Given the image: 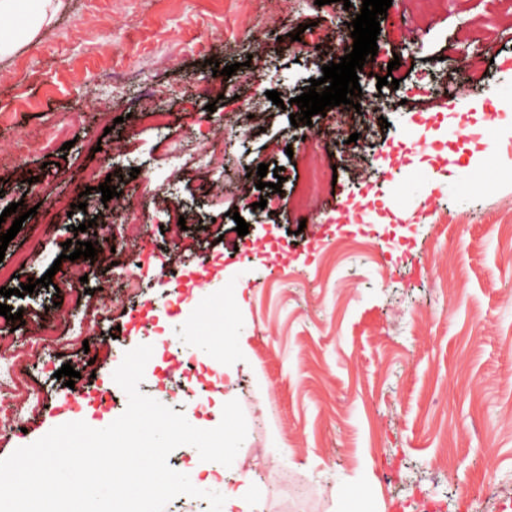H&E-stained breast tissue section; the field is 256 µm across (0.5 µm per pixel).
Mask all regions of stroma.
<instances>
[{"mask_svg":"<svg viewBox=\"0 0 512 512\" xmlns=\"http://www.w3.org/2000/svg\"><path fill=\"white\" fill-rule=\"evenodd\" d=\"M361 7L362 0H293L282 32L329 26ZM406 12L409 30L380 24L376 74L393 83L360 82L364 95L403 100L384 109L388 125L377 128L360 172L348 166L345 138L328 118L290 122L299 111L294 97L328 57L284 52L260 21L252 27L268 67L255 82L224 79L211 112L205 99L187 95L194 82L212 79L213 64L242 63L249 53L235 43L224 0H68L48 31L0 62V212L14 202L36 211L0 259L13 270L0 286L39 281L73 237L97 240L100 257L86 288L0 295V304L23 312L19 326L0 315V332L13 331L19 344L55 317L72 339L66 351L15 364L43 411L24 433L0 428V459L53 427H94L122 415L128 399L113 373L155 331L165 350L152 355L139 389L168 403L183 375L169 369L167 355L189 351L187 337L204 346L225 328L233 348L225 361L207 362L196 386L202 408L187 419L211 429L225 400L240 402L247 437L230 467L208 469L249 474L255 512H358L364 503L372 512H421L426 504L433 512H512V241L501 232L512 222V122L502 121L501 139L449 150L462 181L456 191L420 154L392 168L379 149L430 128L434 115L457 123L458 109L430 96L428 72L476 112L512 107V0H439L436 12ZM460 50L468 53L462 67L454 63ZM272 90L282 105L268 99ZM145 91L170 112L165 129L136 124ZM245 99L262 111L242 137L229 118ZM52 125L64 128L70 150L36 146ZM216 133L235 176L268 164L267 188L240 202L225 196L223 171L202 166L172 176L180 160L171 147L189 134ZM306 160L335 168L337 179L302 206L295 189ZM276 167L284 170L278 192L269 186ZM107 180L126 199L143 181L159 192L143 203L147 225L133 239L94 220L111 210L99 189ZM365 180L387 193L405 184L391 206L399 229L361 223L351 203ZM427 195L447 210V223L425 216L409 224ZM59 199L73 211L57 208ZM82 201L92 211L80 210ZM171 206L192 211L195 224L168 223ZM238 216L247 235L233 229ZM85 222L89 230L79 231ZM339 238L356 249L334 267L329 253ZM129 252L140 261V297L127 299L113 283L107 320L83 329L89 290ZM66 363L79 373L70 388L55 376Z\"/></svg>","mask_w":512,"mask_h":512,"instance_id":"35a3bbf8","label":"stroma"}]
</instances>
